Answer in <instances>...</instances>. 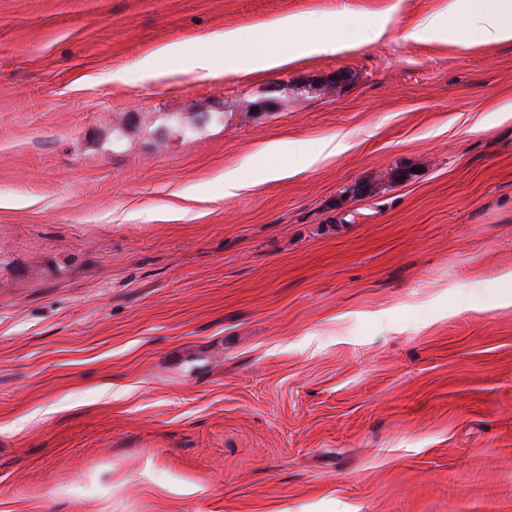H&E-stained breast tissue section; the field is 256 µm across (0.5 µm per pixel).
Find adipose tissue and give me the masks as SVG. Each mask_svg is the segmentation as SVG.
<instances>
[{
	"mask_svg": "<svg viewBox=\"0 0 512 512\" xmlns=\"http://www.w3.org/2000/svg\"><path fill=\"white\" fill-rule=\"evenodd\" d=\"M486 44L512 42V0H448L447 7L411 28L407 39L416 42H458L460 30L456 19ZM328 23L323 15L288 14L268 24L236 28L212 34L210 49L187 54L171 44L139 59L129 70L113 72L116 83L129 84L159 76L160 59L180 62L183 71L204 77L235 76L243 73L272 71L299 58L314 55H344L356 50L359 40L337 36L323 38L320 31ZM275 30L292 38L288 45L270 49L265 45L267 31ZM348 135H336L310 144L293 140L272 143L259 153L257 178L279 180L314 169L328 157L347 152Z\"/></svg>",
	"mask_w": 512,
	"mask_h": 512,
	"instance_id": "adipose-tissue-1",
	"label": "adipose tissue"
}]
</instances>
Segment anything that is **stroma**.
<instances>
[{
  "mask_svg": "<svg viewBox=\"0 0 512 512\" xmlns=\"http://www.w3.org/2000/svg\"><path fill=\"white\" fill-rule=\"evenodd\" d=\"M443 4L0 0V512H512V43L406 39ZM287 14L391 22L111 79ZM324 15L288 14L268 23L225 30L209 37L212 45L220 48L186 54L178 45L171 44L139 59L130 70L112 73L115 83L144 82L158 77L162 58L180 62L182 70L202 77L235 76L243 73L272 71L299 58L314 55H344L356 50L362 42L347 36L323 38L318 32L328 24ZM268 30L300 37L286 46L269 49L265 45ZM351 147L347 134L332 136L316 144L299 140L269 144L259 152L257 180L271 181L298 175Z\"/></svg>",
  "mask_w": 512,
  "mask_h": 512,
  "instance_id": "35a3bbf8",
  "label": "stroma"
}]
</instances>
